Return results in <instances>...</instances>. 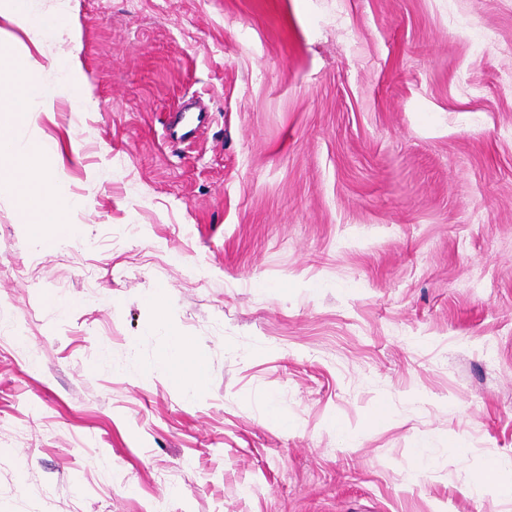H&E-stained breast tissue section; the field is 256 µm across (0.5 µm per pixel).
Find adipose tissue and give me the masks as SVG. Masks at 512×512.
<instances>
[{"instance_id":"obj_1","label":"adipose tissue","mask_w":512,"mask_h":512,"mask_svg":"<svg viewBox=\"0 0 512 512\" xmlns=\"http://www.w3.org/2000/svg\"><path fill=\"white\" fill-rule=\"evenodd\" d=\"M38 69V62L28 57L0 75L1 79L19 92L13 107L19 116H26V104L32 98L41 99L44 109L52 107V93L41 83ZM48 150L45 141L34 139L29 142L25 156H17L12 130L0 125V161L9 158L14 162L11 169L0 168V182L9 181L14 188L20 223L49 225V232L36 236L34 240L35 245L43 251L54 250L79 231L77 224L59 219L58 210L74 212L82 207L81 199L71 193L64 178L54 173L43 174L32 166V159L46 154ZM190 351L188 343L178 338L172 339L156 369L174 380L186 395L192 397L200 391L202 377L189 367Z\"/></svg>"}]
</instances>
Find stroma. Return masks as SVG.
Wrapping results in <instances>:
<instances>
[{"instance_id":"stroma-1","label":"stroma","mask_w":512,"mask_h":512,"mask_svg":"<svg viewBox=\"0 0 512 512\" xmlns=\"http://www.w3.org/2000/svg\"><path fill=\"white\" fill-rule=\"evenodd\" d=\"M31 7L84 206L40 252L0 186V512H512V0ZM190 351L188 343L178 338L172 339L155 370L174 380L187 396L193 397L201 389L202 377L198 372L189 369L192 365L187 362Z\"/></svg>"}]
</instances>
